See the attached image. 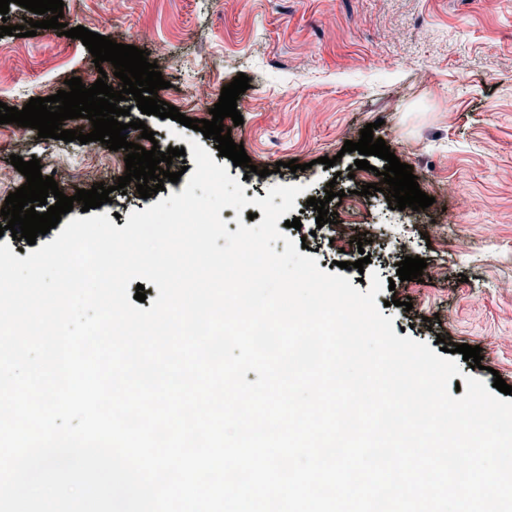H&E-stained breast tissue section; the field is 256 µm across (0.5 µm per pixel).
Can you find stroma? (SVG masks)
Here are the masks:
<instances>
[{"label": "stroma", "instance_id": "35a3bbf8", "mask_svg": "<svg viewBox=\"0 0 512 512\" xmlns=\"http://www.w3.org/2000/svg\"><path fill=\"white\" fill-rule=\"evenodd\" d=\"M63 21L113 41L146 50L171 86L158 97L193 119H205L223 86L248 75L245 99L253 106L242 125L224 119L234 142L243 144L257 171L226 166L242 180L246 198H266L271 186L302 185L292 217L305 239L306 256L337 273L338 262L370 256V267L394 289L376 297L394 329L418 341L480 346L483 369L460 361L463 374L512 386V0H63ZM121 90L111 63L96 67L81 40L38 30L33 37H0V102L21 108L30 99L64 89L65 79L92 85L100 73ZM153 140L137 130L128 141L149 147H184L200 140L185 129L174 138L164 119L131 108ZM374 124L401 162L411 165L426 209L398 210L384 193L355 195L357 183L375 182L384 160L369 156L370 170H347L359 152L342 153ZM39 159L45 176L73 196L93 184L112 186L101 213L125 227L131 211L159 202L140 198L135 185L115 188L125 150L100 142L83 145L39 137L37 130L0 125V204L25 182L11 155ZM336 158L335 166L321 157ZM297 161L302 171L276 169ZM271 173L259 177L260 168ZM343 190L329 202L335 223L317 226L310 197L324 198L328 183ZM456 223H449V215ZM371 233V244L352 243ZM425 258L423 281H398L405 257ZM411 299L412 310L393 306Z\"/></svg>", "mask_w": 512, "mask_h": 512}]
</instances>
